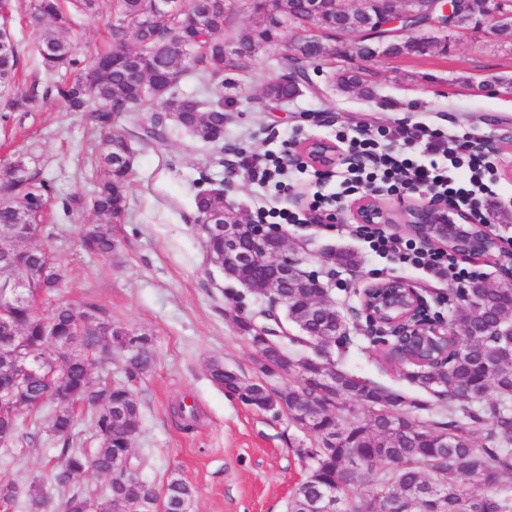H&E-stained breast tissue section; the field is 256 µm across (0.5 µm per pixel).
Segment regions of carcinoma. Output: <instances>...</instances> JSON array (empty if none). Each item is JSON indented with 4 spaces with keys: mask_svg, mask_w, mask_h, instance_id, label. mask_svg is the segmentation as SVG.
<instances>
[{
    "mask_svg": "<svg viewBox=\"0 0 512 512\" xmlns=\"http://www.w3.org/2000/svg\"><path fill=\"white\" fill-rule=\"evenodd\" d=\"M114 11L125 20L111 29V47L97 55L101 73L89 84L84 79L86 61L75 45L59 36L68 28L59 0H29L33 25L43 29L34 48L48 84L45 97L61 101L70 112L90 113L103 134L99 146L100 178L86 202L105 224L84 226L80 247L87 253L110 255L115 248L112 223L125 210L126 193L132 176L127 157L133 153L130 140L114 129L121 112H135L146 101L162 103L161 112L174 115L178 126L205 143L224 139V102L202 109L197 94H185L181 83L194 77L203 91L211 81L224 76V40L214 34L224 29V0H186L180 10L153 26L138 21L149 8L148 0H114ZM301 10V0H277L268 5L274 16L239 42L250 47L275 35L276 17L287 9ZM293 25L306 32L294 47L296 55L321 66L327 50L310 34L303 18ZM130 32L137 49L123 48V34ZM19 65V44L0 54V85L15 79ZM298 91L293 82L275 80L267 95L288 99ZM5 196L0 201V228L24 224L43 212L53 195L52 185L28 171L13 166L0 174ZM196 208H223L219 189L197 193ZM50 251L20 236L8 257H0V276L28 277L30 288L44 298L61 285L62 271L56 263L46 264ZM503 317L494 289L473 283L469 295L455 309L454 327L448 338L447 367L410 360L413 369L406 378L448 402V423L417 420L411 409L420 404L406 402L396 393L339 370L330 360V348L323 344L342 342L341 336H325V329L337 319L335 310L315 311L308 293L288 289V319L306 320L308 336L317 353L295 361L294 381L275 390L265 381L248 380L224 364H211L215 384L244 403L258 409L276 405L298 428L319 439L317 446L298 448L306 463L305 476L288 500V512H305L307 501L328 488L336 492V512H512V356L506 354L495 335ZM239 328L258 349V372L273 375L280 344H264L263 337L249 323ZM100 342L123 362L125 380L94 383L92 370L109 372L112 357L90 351ZM33 353L39 365L25 378L32 397L54 395L40 403L0 417V445L40 441L38 414L53 408L50 432L58 448L49 459V481L62 495L61 512H101L97 493L83 484L91 474L108 478L104 494L124 512H190L194 490L185 480L171 478L160 488L140 477L145 460L135 456L134 440L141 417L136 385L153 364L151 338L112 325L93 303L82 306L61 302L50 313L37 306L19 303L9 318L0 322V390L13 386V359ZM496 401L489 411L482 405L490 393ZM352 398L364 407L358 418L341 413ZM91 413L98 447L82 446L76 432L74 408ZM485 431L492 442L479 448L474 434ZM477 479L480 490L460 483L458 476ZM26 504L27 512H45L44 481L27 484L0 482V499Z\"/></svg>",
    "mask_w": 512,
    "mask_h": 512,
    "instance_id": "1",
    "label": "carcinoma"
}]
</instances>
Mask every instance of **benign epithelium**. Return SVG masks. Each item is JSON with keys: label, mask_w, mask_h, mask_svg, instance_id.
<instances>
[{"label": "benign epithelium", "mask_w": 512, "mask_h": 512, "mask_svg": "<svg viewBox=\"0 0 512 512\" xmlns=\"http://www.w3.org/2000/svg\"><path fill=\"white\" fill-rule=\"evenodd\" d=\"M330 2L336 13L350 15L358 11L367 21L353 31L323 22L321 27L311 28V33L318 35L322 28H327L335 42L332 51L343 53L351 46L361 66L365 67L381 57L392 55L398 37L409 35L415 29L429 30L428 35L413 38L422 48L429 47L430 34L462 26L459 19L468 13L472 0H433L426 6L419 0H390L395 7L384 14L371 9V0H363V6L355 10L351 9L350 0ZM486 20L494 29H512V12L501 6V0H483L481 14L470 17L476 24ZM296 153L304 163L325 171L335 163L336 146L327 140L313 138L296 145ZM350 213L357 224L381 228L404 224L417 239L441 248L450 246L453 253L473 260L490 255L489 241L496 248H502V241L490 222L474 224L455 208L436 201L415 202L397 212L366 196L353 203ZM199 223L206 226L209 236L224 239V252L213 259V263L223 272L235 271V281L248 290L255 288V282L247 271L261 267L267 270V293L276 301L287 289L299 283L310 289L316 299L328 295V289L318 275L300 271L297 259L288 252V233L281 225L242 221L227 209L202 215ZM27 288L28 284L21 279L0 284V316H8L12 304L25 297ZM360 315L365 317L367 333L372 335L374 342L388 348L397 345L404 336L414 337L417 345L423 347L431 336L448 335L449 324L430 317L423 294L400 278L374 282L364 288L360 296ZM254 328L264 337L290 336L288 328L277 318L272 325L256 324ZM33 364L34 360L27 355L18 359L14 390L0 396V413L13 407L14 391L24 387L25 373ZM307 512H336L335 492L327 490L309 502Z\"/></svg>", "instance_id": "benign-epithelium-1"}]
</instances>
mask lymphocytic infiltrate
Listing matches in <instances>:
<instances>
[{
    "instance_id": "1",
    "label": "lymphocytic infiltrate",
    "mask_w": 512,
    "mask_h": 512,
    "mask_svg": "<svg viewBox=\"0 0 512 512\" xmlns=\"http://www.w3.org/2000/svg\"><path fill=\"white\" fill-rule=\"evenodd\" d=\"M338 139L347 145V165L337 172L334 190L315 198L313 212H326L361 192L400 197L425 190L479 223L484 219L485 199L497 194L494 165L482 150L472 147L469 133L422 123L411 130L342 132ZM362 235L370 251L394 268L444 276L460 289L475 276L446 251H426L414 240L388 236L368 226Z\"/></svg>"
}]
</instances>
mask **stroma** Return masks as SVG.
<instances>
[{
    "mask_svg": "<svg viewBox=\"0 0 512 512\" xmlns=\"http://www.w3.org/2000/svg\"><path fill=\"white\" fill-rule=\"evenodd\" d=\"M12 33L24 48L19 76L0 88L7 96L32 93L44 74L31 47L39 37L26 15V0H14ZM115 18L108 5L94 14L75 16L64 36L85 59L107 44ZM300 36L288 28L278 41L262 46L245 68L224 73V139L207 144L175 122H168L164 143L146 144L137 134L155 117L151 105L123 112L117 126L131 133L133 180L126 211L112 226L118 246L103 258L83 252V225L99 223L93 211H68L74 197L94 189L99 130L83 112L67 111L55 99H40L28 112L0 120V164L24 155L31 171L54 187L46 220L52 236L47 247L65 271L55 297L75 305L93 302L113 325L153 340L154 363L140 381L141 432L134 451L148 461L142 478L154 486L177 476L192 485L191 512H284L285 503L304 476L296 455L312 439L286 414L244 404L219 388L207 366L218 361L239 375L258 378L255 348L243 336L238 320H249L267 301L224 277L207 257L198 223L195 196L220 189L234 212L267 213L275 223L281 209L309 203L327 191L333 174L293 171L288 184L259 183L258 158L288 161V145L310 138L335 140L339 130L401 127L425 122L464 129L499 159L501 194L488 207L498 233L512 238V42L492 36L489 25H469L466 32L439 34L422 53L382 57L372 62L360 85L346 89L340 74L356 70L353 52L325 58L298 96L278 101L265 96L266 85L285 72L301 69L287 61ZM336 223L290 224L286 230L303 270L318 274L344 315L348 339L333 349L337 368L419 401L420 420L447 421L429 391L404 377L403 365L387 362L385 347L366 336L353 315L360 293L395 272L375 256L356 225L337 206ZM352 253L349 267L324 261L329 249ZM405 280L425 296L432 316L450 320L457 306L447 280L409 271ZM195 404L194 430L180 429L173 416L178 401ZM53 454L49 439L34 446L0 447V480L30 482L45 476Z\"/></svg>",
    "mask_w": 512,
    "mask_h": 512,
    "instance_id": "35a3bbf8",
    "label": "stroma"
}]
</instances>
